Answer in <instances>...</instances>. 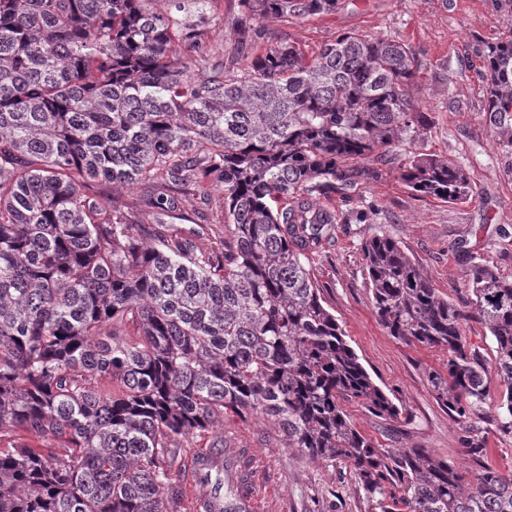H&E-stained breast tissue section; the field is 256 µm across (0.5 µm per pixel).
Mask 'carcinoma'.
<instances>
[{"label":"carcinoma","instance_id":"cac0c4a2","mask_svg":"<svg viewBox=\"0 0 512 512\" xmlns=\"http://www.w3.org/2000/svg\"><path fill=\"white\" fill-rule=\"evenodd\" d=\"M151 0H0V426L63 438L64 455L0 448V512H177V443L234 413L261 415L286 447L348 462L376 512H512V476L464 484L418 448H379L343 402L378 418L398 407L348 345L306 268L332 238L320 197L350 195L408 131L427 127L421 67L397 39L347 32L308 57L277 44L240 71L173 54L197 25ZM247 19L334 14L344 0H238ZM483 111L512 146V36L481 48ZM404 184L448 203L470 176L413 155ZM171 191L224 187L227 249L160 232L145 240L88 182ZM362 252L389 334L448 351L429 382L459 421L482 414L512 436V281L472 269L469 309L438 294L395 241ZM490 333L505 391L462 340ZM224 488L222 512H246Z\"/></svg>","mask_w":512,"mask_h":512}]
</instances>
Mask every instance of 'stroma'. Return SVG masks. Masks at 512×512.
<instances>
[{
  "instance_id": "obj_1",
  "label": "stroma",
  "mask_w": 512,
  "mask_h": 512,
  "mask_svg": "<svg viewBox=\"0 0 512 512\" xmlns=\"http://www.w3.org/2000/svg\"><path fill=\"white\" fill-rule=\"evenodd\" d=\"M200 25L197 52L215 67H239L235 49L241 24L238 0H208ZM264 44L291 43L305 54L319 50L336 35L357 32L388 36L408 45L422 63L415 84L416 106L429 121L421 135L405 137L367 166L352 200H324L336 214L330 244L311 254L308 265L336 316L347 343L361 364L399 408L397 418L375 417L361 404L345 410L362 435L385 448H421L453 463L474 486L480 466L512 474V437L497 435L485 418L459 422L435 397L430 372L444 369L448 353L394 338L380 323L363 260L362 245L371 237L397 242L434 286L458 306L471 302L470 270L486 264L512 280V147L495 137L483 110L482 67L477 46L512 33V10L495 0H350L329 15L286 21L260 19ZM453 159L471 177L467 200L448 204L413 194L400 178L412 154ZM103 196L118 197L133 223L154 230L148 202L158 188L141 183L131 188L94 184ZM207 199L192 190L176 191L177 217L166 218L170 231L190 234L206 224L213 236L198 239L200 249L216 243L224 223V190L212 185ZM486 440L482 463L467 451L472 437ZM234 460L230 480H242L241 496L249 512H371L350 463L315 462L288 448L274 425L263 418L226 417L216 430L179 442L182 469L178 512H194L186 467L197 449L216 438Z\"/></svg>"
}]
</instances>
